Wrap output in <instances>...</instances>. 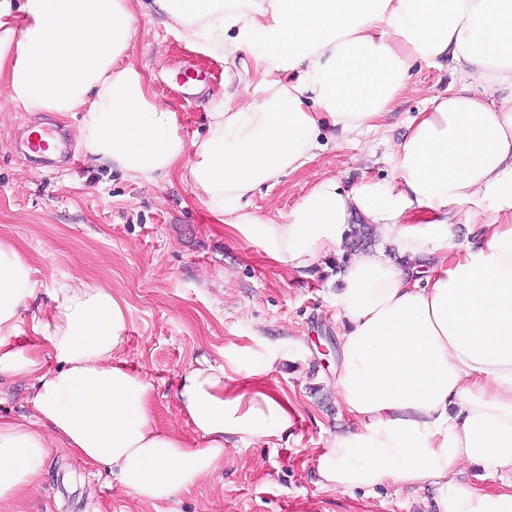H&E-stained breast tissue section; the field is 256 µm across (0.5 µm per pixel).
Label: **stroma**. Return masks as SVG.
I'll return each instance as SVG.
<instances>
[{
    "label": "stroma",
    "instance_id": "stroma-1",
    "mask_svg": "<svg viewBox=\"0 0 512 512\" xmlns=\"http://www.w3.org/2000/svg\"><path fill=\"white\" fill-rule=\"evenodd\" d=\"M134 27L129 61L150 95L178 113L186 143L200 141L207 112L224 96L226 64L194 50L155 9L139 10ZM186 72L202 77L196 94L181 90ZM456 80L448 62L415 65L385 132L349 143L322 135L318 155L261 187L249 212L279 221L327 176L347 188L385 183L391 171L384 158L407 134L410 119ZM80 120L77 112L0 111V240L14 244L38 278L52 272L100 283L126 302L123 358L151 384L157 423L184 431L178 377L202 357L238 362L233 383L242 390L248 369L268 366L266 382L286 392L297 418L288 437L228 441L219 470L173 502H142L106 469L53 448L10 512H434L427 488L343 491L320 482L318 457L337 434L356 426L332 387L338 326L331 273L321 267L289 272L257 243L225 233L179 173L149 184L109 165H90L76 138ZM37 125L58 139L57 157L21 152Z\"/></svg>",
    "mask_w": 512,
    "mask_h": 512
}]
</instances>
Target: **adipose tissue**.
Segmentation results:
<instances>
[{
  "label": "adipose tissue",
  "instance_id": "obj_1",
  "mask_svg": "<svg viewBox=\"0 0 512 512\" xmlns=\"http://www.w3.org/2000/svg\"><path fill=\"white\" fill-rule=\"evenodd\" d=\"M168 26L208 57L252 48L251 99L232 84L188 152L178 116L152 99L126 55L140 0H0V77L8 105L79 112L93 163L153 182L185 168L225 230L294 270L344 252L350 224L380 246L352 256L333 299L334 389L358 421L317 461L324 486L432 487L437 512H512V0H154ZM461 77L430 99L385 158V186L327 176L274 222L247 206L300 170L321 128L342 140L381 129L420 61ZM473 236L454 242V224ZM432 259L418 278L413 263ZM51 309L20 340L39 283L0 241V379L31 387L30 418L0 422V512L37 477L49 448L103 467L140 500L168 501L214 473L227 440L287 434L295 413L262 372L196 361L177 399L190 435L157 425L144 377L122 359L127 307L108 286L51 279ZM55 367H48L47 359ZM501 477L488 493L463 465Z\"/></svg>",
  "mask_w": 512,
  "mask_h": 512
}]
</instances>
